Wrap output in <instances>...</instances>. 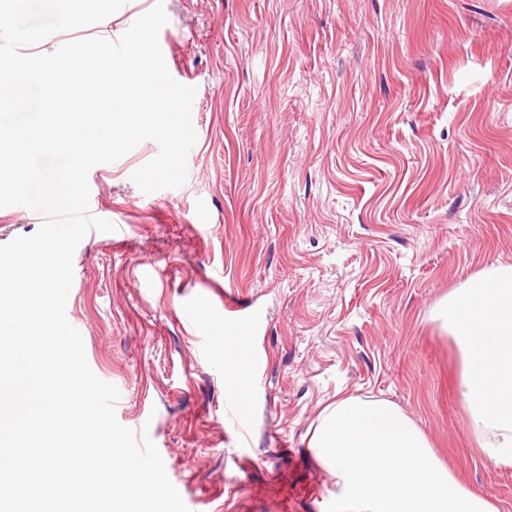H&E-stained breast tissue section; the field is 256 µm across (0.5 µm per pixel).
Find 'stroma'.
I'll use <instances>...</instances> for the list:
<instances>
[{"instance_id": "1", "label": "stroma", "mask_w": 512, "mask_h": 512, "mask_svg": "<svg viewBox=\"0 0 512 512\" xmlns=\"http://www.w3.org/2000/svg\"><path fill=\"white\" fill-rule=\"evenodd\" d=\"M159 44L194 87L175 189L143 193L147 139L88 173L114 234L78 245L66 316L118 421L148 433L189 512H336L309 446L322 410L384 399L469 489L512 512L436 317L512 264V0H164ZM47 37L119 39L148 11ZM261 307L227 418L229 307Z\"/></svg>"}]
</instances>
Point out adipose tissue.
<instances>
[{
    "mask_svg": "<svg viewBox=\"0 0 512 512\" xmlns=\"http://www.w3.org/2000/svg\"><path fill=\"white\" fill-rule=\"evenodd\" d=\"M438 316L461 353L459 392L479 445L495 465L512 468V265L450 292ZM310 446L338 490L339 512H501L466 489L388 401H337Z\"/></svg>",
    "mask_w": 512,
    "mask_h": 512,
    "instance_id": "1",
    "label": "adipose tissue"
}]
</instances>
